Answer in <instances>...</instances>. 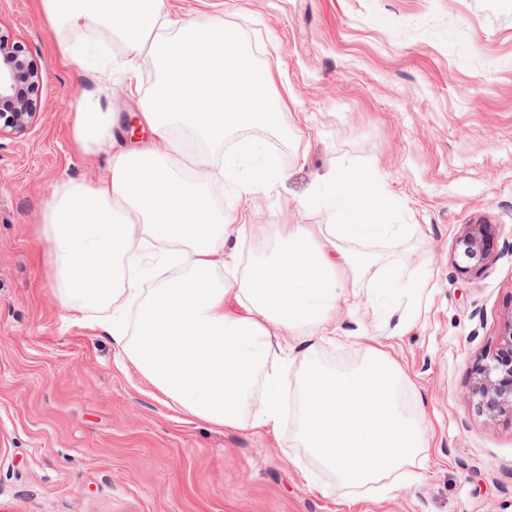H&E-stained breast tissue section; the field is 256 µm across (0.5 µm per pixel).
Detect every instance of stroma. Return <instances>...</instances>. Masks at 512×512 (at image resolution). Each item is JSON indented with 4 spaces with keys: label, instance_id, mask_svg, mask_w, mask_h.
I'll list each match as a JSON object with an SVG mask.
<instances>
[{
    "label": "stroma",
    "instance_id": "stroma-1",
    "mask_svg": "<svg viewBox=\"0 0 512 512\" xmlns=\"http://www.w3.org/2000/svg\"><path fill=\"white\" fill-rule=\"evenodd\" d=\"M174 13L224 19L273 70L289 130L251 137L285 172L249 223L336 224L340 172L375 183L382 233L352 242L428 294L392 339L424 409L432 455L419 478L359 495L321 476L290 435L216 427L121 365L92 313L60 303L42 214L64 178L94 184L105 156L72 142L90 74L64 66L60 30L36 0H0V29L39 68L26 131L0 133V512H512V422L477 412L471 367L494 351L512 303V0H168ZM119 143L149 142L138 101L110 89ZM494 224V254L461 274L466 225Z\"/></svg>",
    "mask_w": 512,
    "mask_h": 512
}]
</instances>
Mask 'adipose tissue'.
<instances>
[{
    "mask_svg": "<svg viewBox=\"0 0 512 512\" xmlns=\"http://www.w3.org/2000/svg\"><path fill=\"white\" fill-rule=\"evenodd\" d=\"M67 32L61 57L94 77L98 90L71 114L73 139L87 156L109 153V175L88 185L58 181L46 204L43 235L65 307L100 313L98 328L175 405L218 427L279 428L283 403L298 386L295 439L340 489L395 487L423 467L431 447L422 410L401 400L411 381L384 344H363L359 366L329 372L315 358L336 333L339 281L374 265L342 248L377 232L372 181L337 174L342 224L311 229L249 224L243 212L216 209L213 192L235 183L252 199L277 182L257 143L224 156L229 131L284 129L288 118L270 91V67L257 66L220 19L179 17L164 0H40ZM118 35L122 57L101 51L102 31ZM161 77L142 92L137 64ZM121 78L138 98L153 137L142 149L117 147V115L102 93ZM248 237L263 252L245 266L234 242ZM179 273L146 290L155 248ZM424 275L406 282L380 268L364 316L379 322L399 289L420 300ZM135 309L134 321L123 313Z\"/></svg>",
    "mask_w": 512,
    "mask_h": 512,
    "instance_id": "ef3b65f1",
    "label": "adipose tissue"
}]
</instances>
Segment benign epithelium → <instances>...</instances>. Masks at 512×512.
<instances>
[{"label":"benign epithelium","mask_w":512,"mask_h":512,"mask_svg":"<svg viewBox=\"0 0 512 512\" xmlns=\"http://www.w3.org/2000/svg\"><path fill=\"white\" fill-rule=\"evenodd\" d=\"M14 39L0 33V132L25 130L35 115L27 88L34 87L41 71L15 50ZM456 245L463 247L465 261L457 264L462 274H477L491 258L493 234L490 224H468ZM470 398L478 411L512 421V306L507 307L499 347L473 365Z\"/></svg>","instance_id":"obj_1"}]
</instances>
